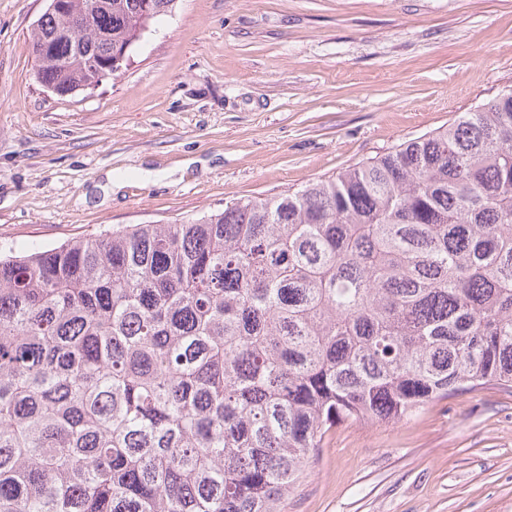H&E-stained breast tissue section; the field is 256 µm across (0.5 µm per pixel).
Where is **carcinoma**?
I'll return each instance as SVG.
<instances>
[{
	"label": "carcinoma",
	"instance_id": "obj_1",
	"mask_svg": "<svg viewBox=\"0 0 512 512\" xmlns=\"http://www.w3.org/2000/svg\"><path fill=\"white\" fill-rule=\"evenodd\" d=\"M47 16L39 82L150 25ZM512 389V89L296 192L0 256V512H282L338 424Z\"/></svg>",
	"mask_w": 512,
	"mask_h": 512
}]
</instances>
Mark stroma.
<instances>
[{
    "label": "stroma",
    "mask_w": 512,
    "mask_h": 512,
    "mask_svg": "<svg viewBox=\"0 0 512 512\" xmlns=\"http://www.w3.org/2000/svg\"><path fill=\"white\" fill-rule=\"evenodd\" d=\"M46 8L0 0V252L294 192L512 88V0H178L67 96L35 77ZM284 512H512V392L337 426Z\"/></svg>",
    "instance_id": "obj_1"
}]
</instances>
